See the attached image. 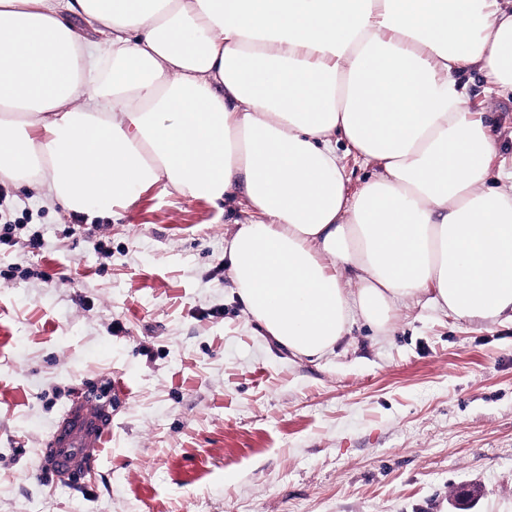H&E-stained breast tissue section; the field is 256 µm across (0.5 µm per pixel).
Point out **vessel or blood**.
Instances as JSON below:
<instances>
[{
  "label": "vessel or blood",
  "mask_w": 512,
  "mask_h": 512,
  "mask_svg": "<svg viewBox=\"0 0 512 512\" xmlns=\"http://www.w3.org/2000/svg\"><path fill=\"white\" fill-rule=\"evenodd\" d=\"M112 430V417L94 395L71 400L51 429L34 477L59 476L85 467L100 455Z\"/></svg>",
  "instance_id": "vessel-or-blood-1"
}]
</instances>
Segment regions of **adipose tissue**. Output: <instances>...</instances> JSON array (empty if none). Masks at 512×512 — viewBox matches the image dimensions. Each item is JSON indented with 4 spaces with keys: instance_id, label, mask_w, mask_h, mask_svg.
<instances>
[{
    "instance_id": "obj_1",
    "label": "adipose tissue",
    "mask_w": 512,
    "mask_h": 512,
    "mask_svg": "<svg viewBox=\"0 0 512 512\" xmlns=\"http://www.w3.org/2000/svg\"><path fill=\"white\" fill-rule=\"evenodd\" d=\"M473 70L512 91L505 0H0V183L66 214L241 197L230 276L300 358L425 295L487 321L512 313V170ZM348 154L377 168L354 193Z\"/></svg>"
}]
</instances>
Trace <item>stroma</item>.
I'll return each mask as SVG.
<instances>
[{"instance_id":"35a3bbf8","label":"stroma","mask_w":512,"mask_h":512,"mask_svg":"<svg viewBox=\"0 0 512 512\" xmlns=\"http://www.w3.org/2000/svg\"><path fill=\"white\" fill-rule=\"evenodd\" d=\"M469 107L512 165V95ZM0 512H512V321L420 303L293 356L224 264L246 215L153 186L61 214L0 186ZM38 235L39 247L26 239ZM112 397V437L72 478L28 475L64 406Z\"/></svg>"}]
</instances>
